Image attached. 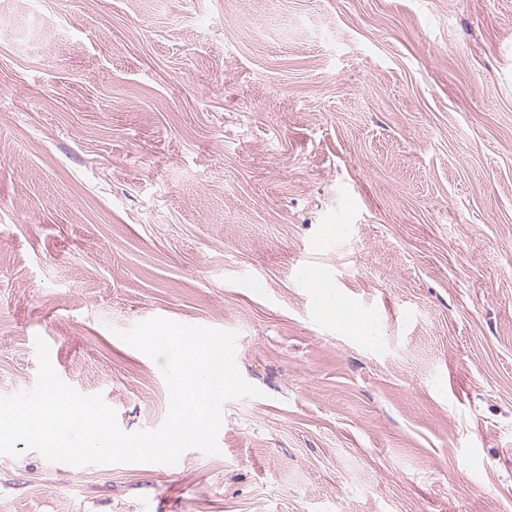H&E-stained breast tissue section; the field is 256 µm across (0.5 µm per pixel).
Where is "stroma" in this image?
I'll return each mask as SVG.
<instances>
[{
  "label": "stroma",
  "mask_w": 512,
  "mask_h": 512,
  "mask_svg": "<svg viewBox=\"0 0 512 512\" xmlns=\"http://www.w3.org/2000/svg\"><path fill=\"white\" fill-rule=\"evenodd\" d=\"M153 317L238 334L219 454L20 442L0 512H512V0H0V394L41 336L159 428ZM301 276L300 279L302 280H311L314 282L316 288H323L325 289V292L328 293L326 296H324V299L326 301L332 300L334 308H336V312H342L346 307H348L349 311L353 314H366L368 315L369 312L366 311L363 306L357 302L351 301L343 297L338 290L337 286H335V283L330 280L325 283H321L320 281H316L313 277L314 272L307 266L303 265L300 268ZM334 285V286H333ZM332 288H336V290L333 292Z\"/></svg>",
  "instance_id": "obj_1"
}]
</instances>
